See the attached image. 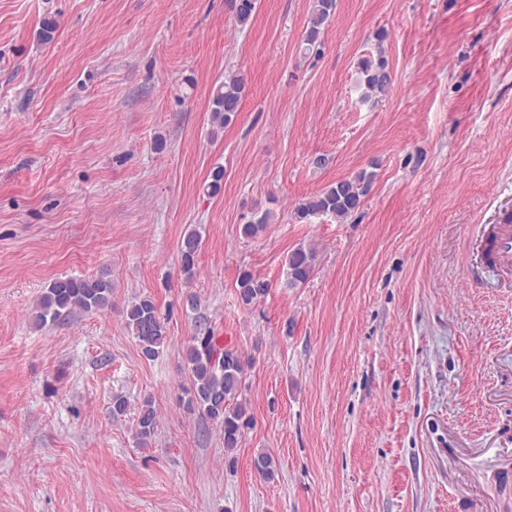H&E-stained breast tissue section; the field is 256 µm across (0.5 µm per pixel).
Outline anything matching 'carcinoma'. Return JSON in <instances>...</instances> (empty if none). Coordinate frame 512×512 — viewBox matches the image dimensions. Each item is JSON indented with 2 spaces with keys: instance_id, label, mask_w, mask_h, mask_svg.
I'll use <instances>...</instances> for the list:
<instances>
[{
  "instance_id": "cac0c4a2",
  "label": "carcinoma",
  "mask_w": 512,
  "mask_h": 512,
  "mask_svg": "<svg viewBox=\"0 0 512 512\" xmlns=\"http://www.w3.org/2000/svg\"><path fill=\"white\" fill-rule=\"evenodd\" d=\"M258 0H234L239 23H247L256 11ZM336 11V0H313L303 40V53L309 54L321 44V33ZM358 67L364 76L365 97L383 99L392 87V75L383 49L373 59H362ZM245 91V79L238 73L224 76L213 94V120L220 126L231 124L240 112ZM376 173L363 170L354 177L341 179L320 192L300 201L292 210L293 220L310 223L320 216H331L339 222L347 220L364 202ZM270 221L266 211L258 218L247 221L241 234L254 238ZM202 246V236L196 229L186 232L181 240V271L191 279ZM313 253L303 248L294 250L287 259L288 284H304L311 277ZM269 284L244 273L239 279V302L249 306L265 295ZM112 306V283L103 278L57 277L42 291L33 313L34 323L43 326L67 317L75 310L96 311ZM125 327L135 338L141 356L146 360L158 357L167 342V322L150 295L138 297L123 312ZM191 377L187 390V409L223 428L224 451L233 453L241 442L245 430L251 426L248 402L242 398L248 360L242 353L223 343L210 326H199L190 337L185 353ZM157 427L152 398L144 399L135 417V436L140 443L149 442ZM252 465L258 475L272 481L277 474L274 457L260 451L254 455Z\"/></svg>"
}]
</instances>
